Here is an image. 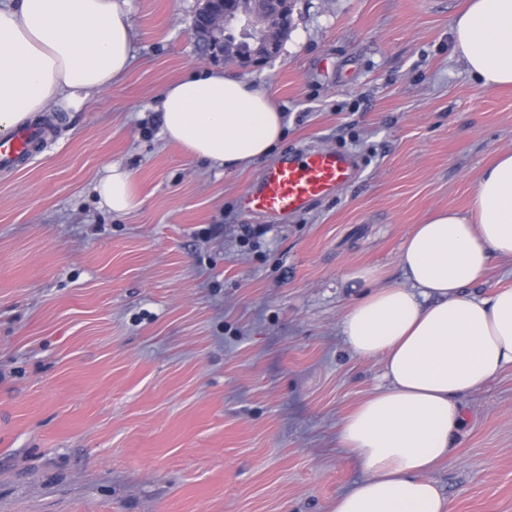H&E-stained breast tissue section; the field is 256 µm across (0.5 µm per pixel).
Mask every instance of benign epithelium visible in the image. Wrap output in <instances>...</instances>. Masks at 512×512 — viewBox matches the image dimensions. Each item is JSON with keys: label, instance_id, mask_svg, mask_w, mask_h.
Masks as SVG:
<instances>
[{"label": "benign epithelium", "instance_id": "obj_1", "mask_svg": "<svg viewBox=\"0 0 512 512\" xmlns=\"http://www.w3.org/2000/svg\"><path fill=\"white\" fill-rule=\"evenodd\" d=\"M270 16L248 17L236 13L235 0H205V10L193 18L190 34L196 51L210 60L224 59V36L233 35L242 41H250L258 36L256 24L263 23L267 35L258 41L253 51L237 57V65L242 68H260L275 58L280 51L283 37L293 27L291 10L282 7L279 0Z\"/></svg>", "mask_w": 512, "mask_h": 512}]
</instances>
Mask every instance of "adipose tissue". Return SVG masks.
Segmentation results:
<instances>
[{"mask_svg": "<svg viewBox=\"0 0 512 512\" xmlns=\"http://www.w3.org/2000/svg\"><path fill=\"white\" fill-rule=\"evenodd\" d=\"M455 53L484 88L512 86V0H470L452 29ZM133 59L130 0H0V136L61 105L80 110ZM161 130L189 157L247 167L284 133L266 91L204 67L159 94ZM94 190L122 214L132 175L107 167ZM512 260V151L483 172L470 215L436 211L408 234L402 286L375 288L344 315L354 354L380 358L382 383L342 422L337 442L362 476L332 512H450L430 472L464 424L462 400L512 366V287L475 298L491 259Z\"/></svg>", "mask_w": 512, "mask_h": 512, "instance_id": "1", "label": "adipose tissue"}]
</instances>
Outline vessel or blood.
Segmentation results:
<instances>
[{
  "instance_id": "b4317fda",
  "label": "vessel or blood",
  "mask_w": 512,
  "mask_h": 512,
  "mask_svg": "<svg viewBox=\"0 0 512 512\" xmlns=\"http://www.w3.org/2000/svg\"><path fill=\"white\" fill-rule=\"evenodd\" d=\"M39 138L36 126L18 127L13 136L0 140V168L13 167L32 154ZM355 175L351 157L335 150H316L287 155L263 172L243 199L245 210L271 219L302 211L311 201L332 195L350 184Z\"/></svg>"
}]
</instances>
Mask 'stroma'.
<instances>
[{"instance_id":"1","label":"stroma","mask_w":512,"mask_h":512,"mask_svg":"<svg viewBox=\"0 0 512 512\" xmlns=\"http://www.w3.org/2000/svg\"><path fill=\"white\" fill-rule=\"evenodd\" d=\"M200 0H131L129 71L0 171V512H331L359 477L343 417L382 382L340 333L376 268L404 283L414 225L468 212L512 150V88L452 47L465 0H295L279 56L235 68L286 116L268 159L216 169L160 131L156 97L205 64ZM336 149L357 177L280 220L241 195L284 154ZM138 205L102 208L109 164ZM431 477L450 512H512V367L463 401Z\"/></svg>"}]
</instances>
